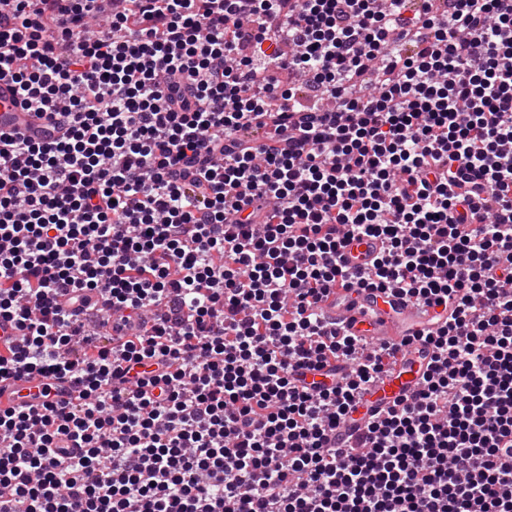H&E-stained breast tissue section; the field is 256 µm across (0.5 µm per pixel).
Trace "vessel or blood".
I'll return each mask as SVG.
<instances>
[{
  "mask_svg": "<svg viewBox=\"0 0 512 512\" xmlns=\"http://www.w3.org/2000/svg\"><path fill=\"white\" fill-rule=\"evenodd\" d=\"M48 119V113L25 111L13 83L0 80V129L18 130L33 140H43L49 136ZM379 247V241L370 237L353 239L343 250L344 261L353 269L365 267ZM322 310L329 332L365 335L397 346L368 398L371 412L392 406L416 389L422 375L420 354L417 344L408 343L407 338L415 331L431 328L434 308L424 309L415 300L371 290L349 298L340 289L323 302ZM79 391V384L69 378L17 375L0 383V405L20 404L37 411L42 405L73 398Z\"/></svg>",
  "mask_w": 512,
  "mask_h": 512,
  "instance_id": "obj_1",
  "label": "vessel or blood"
}]
</instances>
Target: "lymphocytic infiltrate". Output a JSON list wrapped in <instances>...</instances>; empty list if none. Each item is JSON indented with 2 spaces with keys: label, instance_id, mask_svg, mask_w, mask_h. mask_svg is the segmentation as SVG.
I'll list each match as a JSON object with an SVG mask.
<instances>
[{
  "label": "lymphocytic infiltrate",
  "instance_id": "1",
  "mask_svg": "<svg viewBox=\"0 0 512 512\" xmlns=\"http://www.w3.org/2000/svg\"><path fill=\"white\" fill-rule=\"evenodd\" d=\"M15 2L0 79L61 134L0 130V380L84 392L0 407V512H512V0H119L92 40ZM342 283L448 310L347 450L387 349L324 332ZM379 247L380 242L370 237L353 239L342 251L344 261L352 269L363 268L371 261ZM0 390V405H6L9 401L12 405L31 406L33 411L40 412L42 404L74 398L79 394L81 386L69 378L17 375L6 382H0Z\"/></svg>",
  "mask_w": 512,
  "mask_h": 512
}]
</instances>
